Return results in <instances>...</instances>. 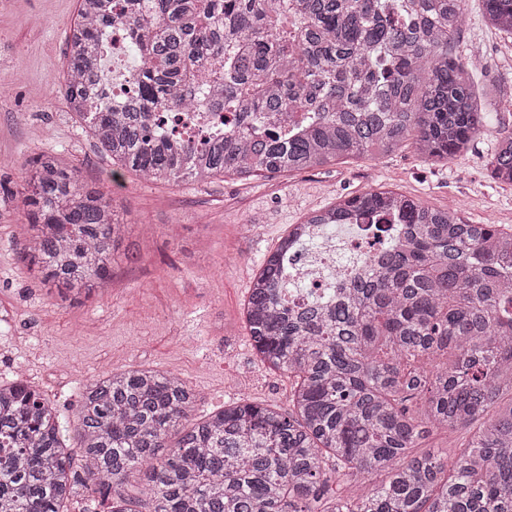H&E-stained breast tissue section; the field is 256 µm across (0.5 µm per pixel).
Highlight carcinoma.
<instances>
[{"label":"carcinoma","mask_w":512,"mask_h":512,"mask_svg":"<svg viewBox=\"0 0 512 512\" xmlns=\"http://www.w3.org/2000/svg\"><path fill=\"white\" fill-rule=\"evenodd\" d=\"M484 4L511 37L512 0ZM467 22L466 0H80L64 99L115 179L274 177L408 141L448 163L496 111L452 55ZM114 26L139 56L118 111L99 88ZM197 107L224 132L178 138L169 114ZM490 164L511 186L512 127ZM21 182L29 269L61 295L102 293L131 233L116 199L45 152ZM353 215L400 228L335 299L290 305L280 257L306 225ZM243 315L260 361L294 378L289 410L237 402L191 424L178 376L104 372L76 412L78 472L42 395L0 383V512H64L79 487L105 500L133 472L151 512H512V228L394 191L341 198L289 226ZM439 430L470 436L452 458L415 452ZM335 472L383 479L330 498Z\"/></svg>","instance_id":"obj_1"}]
</instances>
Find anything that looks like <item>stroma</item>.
<instances>
[{
  "label": "stroma",
  "instance_id": "1",
  "mask_svg": "<svg viewBox=\"0 0 512 512\" xmlns=\"http://www.w3.org/2000/svg\"><path fill=\"white\" fill-rule=\"evenodd\" d=\"M77 9L78 0H0V181L19 185L26 162L51 152L119 200L135 224L137 260L116 253L104 293L65 301L20 258L21 197L0 199V381L28 382L65 421L83 387L112 369L179 374L199 416L239 400L287 408L292 381L256 358L242 312L260 262L289 225L338 197L391 189L457 207L472 224L512 227V186L494 184L487 169L500 125H512V40L487 24L482 0H468L453 53L498 112L455 161L436 163L406 145L291 175L180 185L131 173L113 180L111 161L67 111ZM236 252L246 261L231 262Z\"/></svg>",
  "mask_w": 512,
  "mask_h": 512
}]
</instances>
